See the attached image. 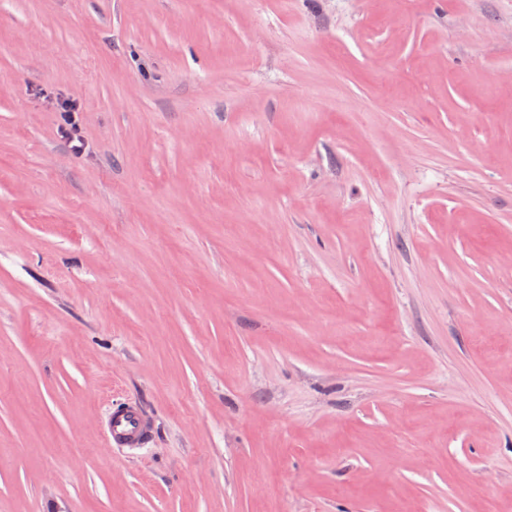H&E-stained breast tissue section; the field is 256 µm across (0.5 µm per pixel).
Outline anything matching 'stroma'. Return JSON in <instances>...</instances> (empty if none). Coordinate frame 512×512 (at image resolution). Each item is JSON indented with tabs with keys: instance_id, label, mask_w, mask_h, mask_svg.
Wrapping results in <instances>:
<instances>
[{
	"instance_id": "stroma-1",
	"label": "stroma",
	"mask_w": 512,
	"mask_h": 512,
	"mask_svg": "<svg viewBox=\"0 0 512 512\" xmlns=\"http://www.w3.org/2000/svg\"><path fill=\"white\" fill-rule=\"evenodd\" d=\"M0 512H512V0H0ZM80 105L75 100H64L61 109L64 115V124L58 127V133L63 138L71 151L81 154L85 151V140L81 134L80 124L72 112H79ZM150 421L129 403H113L108 409L106 428L112 445L139 448L150 430Z\"/></svg>"
}]
</instances>
